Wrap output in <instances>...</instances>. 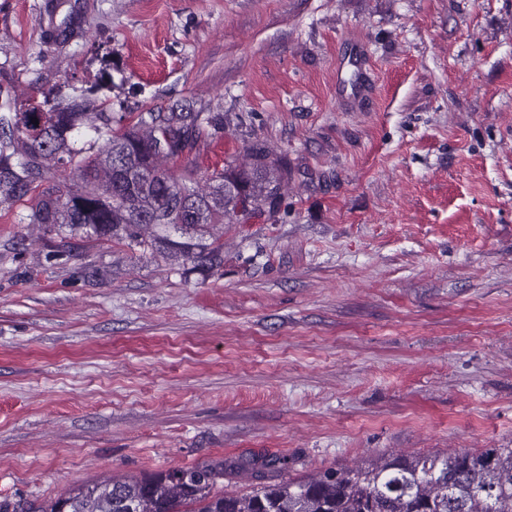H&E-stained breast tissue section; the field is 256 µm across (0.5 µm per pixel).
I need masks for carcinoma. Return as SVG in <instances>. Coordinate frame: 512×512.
<instances>
[{
	"instance_id": "1",
	"label": "carcinoma",
	"mask_w": 512,
	"mask_h": 512,
	"mask_svg": "<svg viewBox=\"0 0 512 512\" xmlns=\"http://www.w3.org/2000/svg\"><path fill=\"white\" fill-rule=\"evenodd\" d=\"M95 93L46 96L24 111L0 113V196L27 194L50 171L48 162L74 168L81 179L43 190L28 223L189 262L191 271L207 274L224 265L217 226L239 213L281 210L286 158L270 161L253 147L250 167L226 161L204 176L205 186L194 187L199 166L190 154L203 125L224 130L220 117L142 112L114 128ZM84 125L94 136L76 148L71 137ZM183 156L189 160L177 177L166 163ZM223 478L224 466L204 464L105 480L72 489L50 512H512V448L382 456L241 496L216 491Z\"/></svg>"
}]
</instances>
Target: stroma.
<instances>
[{"label":"stroma","mask_w":512,"mask_h":512,"mask_svg":"<svg viewBox=\"0 0 512 512\" xmlns=\"http://www.w3.org/2000/svg\"><path fill=\"white\" fill-rule=\"evenodd\" d=\"M93 85L223 113L201 170L258 143L288 182L208 277L0 203V512L512 448V0H0V109Z\"/></svg>","instance_id":"1"}]
</instances>
